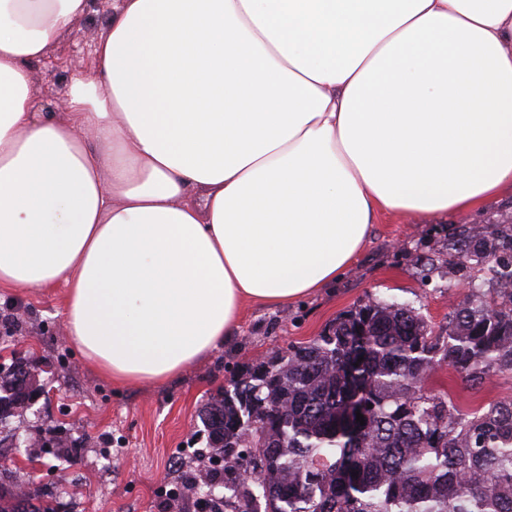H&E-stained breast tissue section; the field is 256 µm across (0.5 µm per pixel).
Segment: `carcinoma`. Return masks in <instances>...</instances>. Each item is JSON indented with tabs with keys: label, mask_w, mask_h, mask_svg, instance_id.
<instances>
[{
	"label": "carcinoma",
	"mask_w": 512,
	"mask_h": 512,
	"mask_svg": "<svg viewBox=\"0 0 512 512\" xmlns=\"http://www.w3.org/2000/svg\"><path fill=\"white\" fill-rule=\"evenodd\" d=\"M448 255L461 270L485 266L491 288H471L440 333L415 308L378 299L270 352L211 398L208 452L189 487L201 512H512V400L465 411L421 386L444 364L473 388L512 373V224L453 236ZM33 369L26 381L0 379V418L36 385ZM354 398L363 425L346 416ZM0 512L56 510L0 483Z\"/></svg>",
	"instance_id": "carcinoma-1"
}]
</instances>
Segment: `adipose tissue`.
I'll use <instances>...</instances> for the list:
<instances>
[{
    "mask_svg": "<svg viewBox=\"0 0 512 512\" xmlns=\"http://www.w3.org/2000/svg\"><path fill=\"white\" fill-rule=\"evenodd\" d=\"M86 8L0 0V288L65 284L115 384L335 283L378 213L512 191V0H112L43 119L32 65Z\"/></svg>",
    "mask_w": 512,
    "mask_h": 512,
    "instance_id": "1",
    "label": "adipose tissue"
}]
</instances>
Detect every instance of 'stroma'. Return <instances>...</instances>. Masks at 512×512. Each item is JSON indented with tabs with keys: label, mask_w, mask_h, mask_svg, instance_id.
Here are the masks:
<instances>
[{
	"label": "stroma",
	"mask_w": 512,
	"mask_h": 512,
	"mask_svg": "<svg viewBox=\"0 0 512 512\" xmlns=\"http://www.w3.org/2000/svg\"><path fill=\"white\" fill-rule=\"evenodd\" d=\"M111 14L112 0H88L76 34L35 64L47 114L57 115L72 77L93 68ZM511 219V194L425 221L383 213L336 283L291 304L245 305L236 336L161 384L118 387L84 362L67 337L64 286L0 288V365L22 354L35 363L45 390L31 408L0 423V482L25 487L59 512H198L195 498L174 492L183 477L199 472L190 457L206 446L198 414L211 397L270 351L309 341L343 312L375 299L411 305L444 328L467 297L468 281L486 284L449 265V236L462 229L486 233ZM424 389L448 392L475 409L512 399V374L490 375L474 391L444 365ZM16 431L41 433L53 446L5 447Z\"/></svg>",
	"instance_id": "stroma-1"
}]
</instances>
